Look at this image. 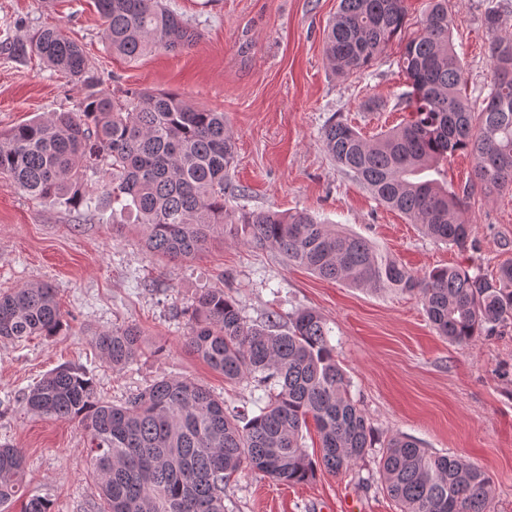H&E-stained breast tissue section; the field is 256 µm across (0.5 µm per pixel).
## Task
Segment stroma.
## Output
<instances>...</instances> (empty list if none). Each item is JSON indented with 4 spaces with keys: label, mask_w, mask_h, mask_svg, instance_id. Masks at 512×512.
<instances>
[{
    "label": "stroma",
    "mask_w": 512,
    "mask_h": 512,
    "mask_svg": "<svg viewBox=\"0 0 512 512\" xmlns=\"http://www.w3.org/2000/svg\"><path fill=\"white\" fill-rule=\"evenodd\" d=\"M165 2L199 31L190 49L137 60L114 55L90 0H0V43L53 27L81 45L112 97L173 91L222 112L235 139L224 195L238 207L310 211L418 276L440 266L490 275L512 261V192L484 194L471 155L448 163L449 186L470 192L464 218L475 246L461 252L380 205L322 144L335 114L368 136L402 120L403 40H393L365 73L340 77L324 58V29L339 0ZM491 5L512 31V0H448L475 108L493 79L483 23ZM80 98L69 78L39 58L0 50V130L74 111ZM37 281L56 289L65 326L51 340L0 341V445L23 451L27 495L46 498L52 512H86L98 496L77 422L38 416L20 400L60 365L82 367L100 399L115 404L174 377L205 385L228 407L255 411L254 382H225L185 345L188 311L202 288L223 289L252 323L273 311L321 313L350 397L373 429L369 454L339 474L320 471L294 485L248 469L233 474L224 485L225 512H344L350 498L361 512H400L379 476L382 450L397 435L432 453L470 457L493 480L496 512H512V328L465 346L450 343L433 329L417 294L325 280L241 236L215 234L189 259L152 256L132 225L113 223L111 208L68 211L18 191L0 174V291ZM127 323L141 329L142 352L115 372L93 350L92 334Z\"/></svg>",
    "instance_id": "1"
}]
</instances>
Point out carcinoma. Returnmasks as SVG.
<instances>
[{
  "label": "carcinoma",
  "instance_id": "1",
  "mask_svg": "<svg viewBox=\"0 0 512 512\" xmlns=\"http://www.w3.org/2000/svg\"><path fill=\"white\" fill-rule=\"evenodd\" d=\"M106 48L136 60L163 49L182 51L200 38L162 0H94ZM494 7L484 25L494 80L474 109L461 95L463 63L451 34L447 0H429L399 65L408 79L399 125L365 137L340 117L322 130L330 157L382 205L419 224L437 242L466 251L472 225L463 220L468 189L448 188V158L468 151L487 195L512 188V34ZM406 26L404 0H339L325 30V60L335 74L363 73ZM13 57L33 55L85 90L75 112L37 117L0 132V174L23 193L72 211L93 201L120 205L119 223L135 224L150 253L188 259L218 227L239 228L319 277L358 288H399L420 296L434 329L463 345L512 327V261L488 277L436 267L419 277L377 257L365 239L336 230L308 211H236L224 199L234 157L224 113L173 92L128 91L116 101L82 48L55 28L5 43ZM56 289L45 282L0 291V340L51 339L63 328ZM273 312L249 323L222 288L194 300L187 348L227 382L252 379L263 391L254 415L187 378H162L122 405L100 400L81 368L61 366L22 394L31 412L76 420L86 434L101 503L93 512H224V482L244 467L290 485L321 469L337 474L365 458L372 428L349 396L326 319L312 309ZM93 346L112 369L138 358L134 325L94 333ZM313 420L321 456L307 452L303 429ZM385 490L401 512H495L492 481L464 456L437 455L408 437L382 452ZM25 457L0 446V504L23 491Z\"/></svg>",
  "mask_w": 512,
  "mask_h": 512
}]
</instances>
